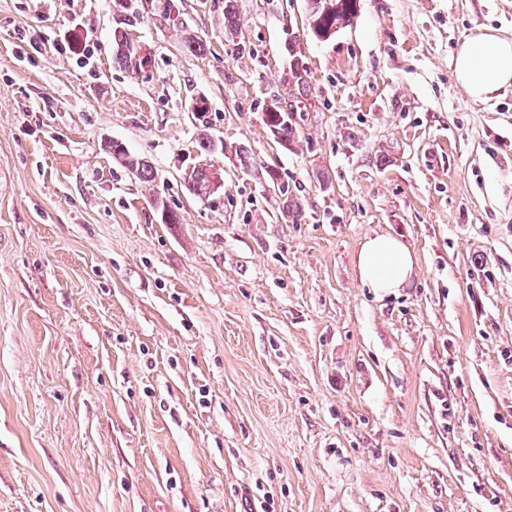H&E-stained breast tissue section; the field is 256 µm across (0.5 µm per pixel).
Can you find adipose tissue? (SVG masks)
<instances>
[{
	"label": "adipose tissue",
	"instance_id": "adipose-tissue-1",
	"mask_svg": "<svg viewBox=\"0 0 512 512\" xmlns=\"http://www.w3.org/2000/svg\"><path fill=\"white\" fill-rule=\"evenodd\" d=\"M454 77L473 100L487 99L496 90L512 85V40L491 30L470 39L455 57ZM354 263L362 284L380 294L406 287L415 267L408 246L385 234L367 237Z\"/></svg>",
	"mask_w": 512,
	"mask_h": 512
}]
</instances>
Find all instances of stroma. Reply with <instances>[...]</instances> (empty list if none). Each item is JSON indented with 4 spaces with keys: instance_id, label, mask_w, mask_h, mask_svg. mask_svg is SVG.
Segmentation results:
<instances>
[{
    "instance_id": "35a3bbf8",
    "label": "stroma",
    "mask_w": 512,
    "mask_h": 512,
    "mask_svg": "<svg viewBox=\"0 0 512 512\" xmlns=\"http://www.w3.org/2000/svg\"><path fill=\"white\" fill-rule=\"evenodd\" d=\"M175 3L205 53L146 14L118 67L112 0H0V512H512V87L453 74L512 0H359L327 39L305 0H237L232 39L224 0ZM374 233L416 260L383 298ZM276 100L274 103H271L269 105V107L273 110L276 109V107H282L280 102L277 101V99H274ZM273 110H270L268 108H266L265 112L263 113L264 114V118H263V122L265 124L266 127L268 126H272L274 128H272V131L271 133L273 134L275 140L279 141V138H278V134L279 136L288 141V143H292L298 133V129H297V126L299 125V123L297 122V118H296V114L295 112H298V110H294V107L292 105H290V108H289V111L288 112H291V113H288V114H291V117H289L288 115V118H285V119H282V115H283V111L279 110V111H273ZM294 114H295V117H294ZM278 132V134H277ZM106 150L113 157L122 158L130 171H134V176L141 182L151 185L156 180L154 168L148 160L143 158H130L127 156L122 144L115 141L105 143ZM210 171V190L217 191L224 186V180L220 169L208 163H202ZM187 189L198 198L210 196L208 172L204 168L197 169L188 178ZM354 263L362 284L379 294H394L399 288H405L415 267V259L408 246L385 234L367 237Z\"/></svg>"
}]
</instances>
